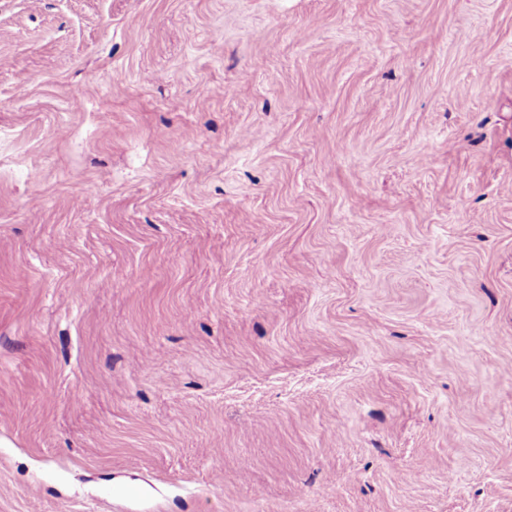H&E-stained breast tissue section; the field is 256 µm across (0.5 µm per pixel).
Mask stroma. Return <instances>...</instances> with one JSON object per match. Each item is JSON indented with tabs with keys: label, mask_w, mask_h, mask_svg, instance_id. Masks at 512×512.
Instances as JSON below:
<instances>
[{
	"label": "stroma",
	"mask_w": 512,
	"mask_h": 512,
	"mask_svg": "<svg viewBox=\"0 0 512 512\" xmlns=\"http://www.w3.org/2000/svg\"><path fill=\"white\" fill-rule=\"evenodd\" d=\"M0 512H512V0H0Z\"/></svg>",
	"instance_id": "stroma-1"
}]
</instances>
